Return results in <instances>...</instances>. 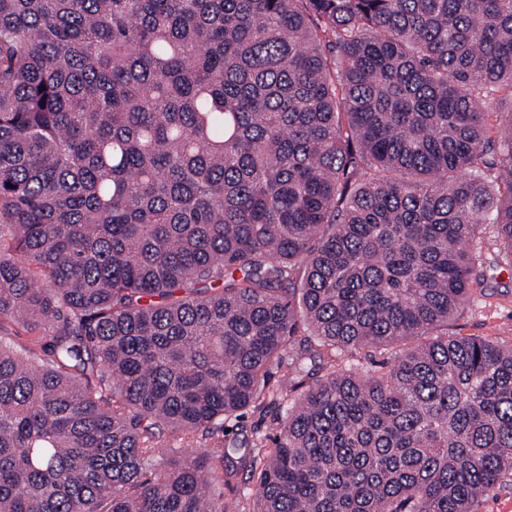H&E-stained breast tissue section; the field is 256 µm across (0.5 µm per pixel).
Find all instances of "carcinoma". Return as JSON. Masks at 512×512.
I'll return each instance as SVG.
<instances>
[{"instance_id": "1", "label": "carcinoma", "mask_w": 512, "mask_h": 512, "mask_svg": "<svg viewBox=\"0 0 512 512\" xmlns=\"http://www.w3.org/2000/svg\"><path fill=\"white\" fill-rule=\"evenodd\" d=\"M509 104L512 0H0V512H474ZM224 426L226 448L232 442L235 448H254L256 444L270 448V439L276 434L279 422L273 406H268L249 411L244 418L226 420Z\"/></svg>"}]
</instances>
